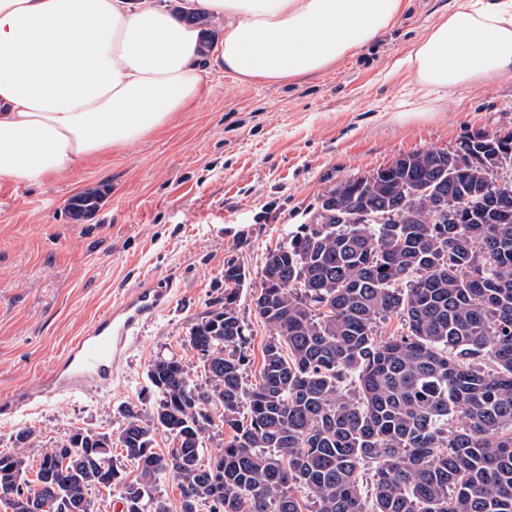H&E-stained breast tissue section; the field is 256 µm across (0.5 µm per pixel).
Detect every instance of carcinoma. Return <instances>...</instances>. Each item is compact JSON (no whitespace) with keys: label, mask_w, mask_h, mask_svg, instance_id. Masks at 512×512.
<instances>
[{"label":"carcinoma","mask_w":512,"mask_h":512,"mask_svg":"<svg viewBox=\"0 0 512 512\" xmlns=\"http://www.w3.org/2000/svg\"><path fill=\"white\" fill-rule=\"evenodd\" d=\"M458 149L464 174L425 149L342 180L329 215L267 252L253 299L270 328L258 383H245L246 281L229 259L224 297L187 336L196 365L153 360L151 410L124 406L115 442L75 429L43 449L33 480L25 449L39 433L18 431L0 451V506L94 512L105 489L123 512H170L153 494L167 474L181 512H512V223L473 222L489 207L475 174L491 154L512 164V130H475ZM427 185L468 222L439 223L417 193ZM98 200L73 199L72 218ZM391 314L406 333L385 340L377 323Z\"/></svg>","instance_id":"carcinoma-1"}]
</instances>
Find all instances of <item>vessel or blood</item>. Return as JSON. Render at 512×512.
<instances>
[{"mask_svg":"<svg viewBox=\"0 0 512 512\" xmlns=\"http://www.w3.org/2000/svg\"><path fill=\"white\" fill-rule=\"evenodd\" d=\"M168 289L152 283L133 289L107 314L95 319L58 361L48 396L72 394L87 387H111L117 363L128 353L138 329L168 301Z\"/></svg>","mask_w":512,"mask_h":512,"instance_id":"b4317fda","label":"vessel or blood"}]
</instances>
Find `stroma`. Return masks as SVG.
I'll return each instance as SVG.
<instances>
[{"label":"stroma","mask_w":512,"mask_h":512,"mask_svg":"<svg viewBox=\"0 0 512 512\" xmlns=\"http://www.w3.org/2000/svg\"><path fill=\"white\" fill-rule=\"evenodd\" d=\"M455 2L408 0L382 39L316 77L266 85L208 73L198 106L171 127L42 185L0 184V450L36 429L35 462L75 429L119 431L121 405L149 410V363L191 358L183 341L222 296L231 258L250 273L239 308L255 376L269 337L251 302L264 256L315 223L322 195L415 150L451 152L472 131L512 129V76L457 91L432 116L397 118L414 99L395 62ZM96 188L98 209L71 219L70 200ZM147 277L169 288V304L142 327L111 387L33 398L73 338Z\"/></svg>","instance_id":"stroma-1"}]
</instances>
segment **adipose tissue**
<instances>
[{
    "label": "adipose tissue",
    "instance_id": "1",
    "mask_svg": "<svg viewBox=\"0 0 512 512\" xmlns=\"http://www.w3.org/2000/svg\"><path fill=\"white\" fill-rule=\"evenodd\" d=\"M0 0V184L39 185L165 127L204 69L269 85L323 73L379 38L404 0ZM202 14L223 22L209 59ZM415 114L431 91L512 76V0H458L399 61Z\"/></svg>",
    "mask_w": 512,
    "mask_h": 512
}]
</instances>
